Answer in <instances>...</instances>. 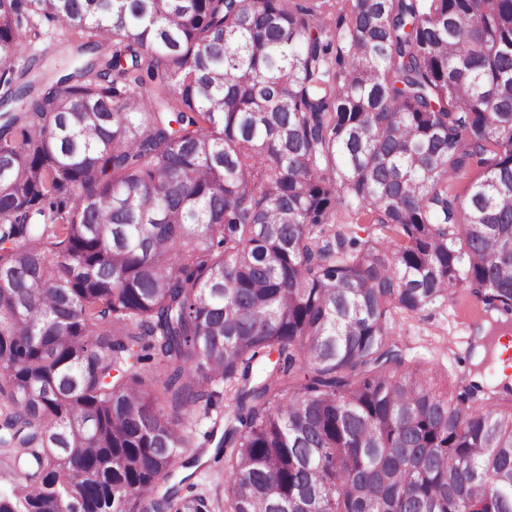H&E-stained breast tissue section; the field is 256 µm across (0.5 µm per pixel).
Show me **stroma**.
Returning <instances> with one entry per match:
<instances>
[{
	"instance_id": "obj_1",
	"label": "stroma",
	"mask_w": 512,
	"mask_h": 512,
	"mask_svg": "<svg viewBox=\"0 0 512 512\" xmlns=\"http://www.w3.org/2000/svg\"><path fill=\"white\" fill-rule=\"evenodd\" d=\"M485 322L482 301L462 290L420 312L397 315L395 339L411 365L432 376L437 388L465 386L477 369L491 383L497 376L493 359H485L477 367L472 356L475 337ZM232 404L231 393L224 392L210 410L193 412L192 447L182 454L186 466L178 471L183 478L179 497L202 494L210 503L223 502L225 463L216 456L209 434L215 420L222 418Z\"/></svg>"
}]
</instances>
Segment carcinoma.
<instances>
[{
    "label": "carcinoma",
    "mask_w": 512,
    "mask_h": 512,
    "mask_svg": "<svg viewBox=\"0 0 512 512\" xmlns=\"http://www.w3.org/2000/svg\"><path fill=\"white\" fill-rule=\"evenodd\" d=\"M458 288L512 319V0H0V512H210L214 384L226 512H512V406L393 341ZM33 23L36 25L39 35L28 44L29 50L25 56H17L14 59L13 67L16 69L28 65L34 58H39L47 44L54 42L53 38L62 32L59 26H54L45 21L41 22L35 19ZM222 391L219 398L215 400L214 406L206 413L204 409H198L191 412V417L195 420L192 433V445L194 448H188L181 455V461L190 462L187 468H180L176 477L168 484L164 485L161 493L166 487L178 482L185 476H190L188 480L178 485V496L180 498L188 497L194 494H204L213 504L216 511L224 512V479L226 478L224 456L216 458L215 443L224 431V412L229 411L233 404L232 394L225 392L221 387L217 389ZM221 418L217 429L215 440L210 442L208 435L214 428V421ZM217 502L221 509H218ZM221 510V511H218ZM223 510V511H222Z\"/></svg>",
    "instance_id": "carcinoma-1"
}]
</instances>
